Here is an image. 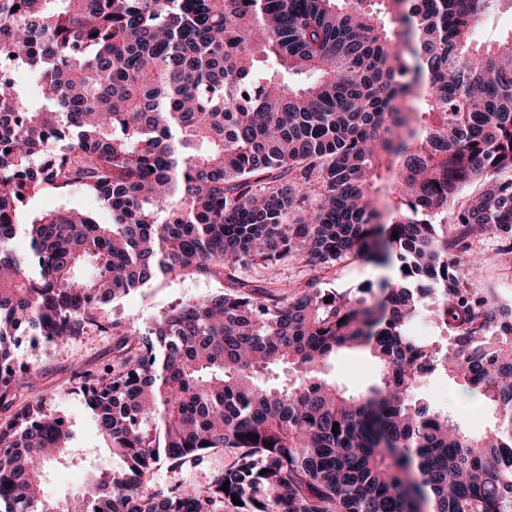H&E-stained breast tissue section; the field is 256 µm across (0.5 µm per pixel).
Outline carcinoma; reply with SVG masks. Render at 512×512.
<instances>
[{
  "label": "carcinoma",
  "mask_w": 512,
  "mask_h": 512,
  "mask_svg": "<svg viewBox=\"0 0 512 512\" xmlns=\"http://www.w3.org/2000/svg\"><path fill=\"white\" fill-rule=\"evenodd\" d=\"M506 2L0 0V58L40 78L28 104L0 69L3 512H512V305L475 276L482 240L512 254V35L475 39ZM74 188L112 222L28 208ZM290 257L313 276L290 285ZM350 257L393 276L325 287ZM197 272L224 293L143 329L103 314ZM93 328L112 363L72 384L121 465L62 507L43 465L74 433L15 403L18 348ZM355 348L381 380L351 393L321 373ZM435 374L493 427L418 396ZM221 450L201 488L148 484Z\"/></svg>",
  "instance_id": "cac0c4a2"
}]
</instances>
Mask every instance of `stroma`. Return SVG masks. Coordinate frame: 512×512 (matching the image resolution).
Instances as JSON below:
<instances>
[{
  "label": "stroma",
  "mask_w": 512,
  "mask_h": 512,
  "mask_svg": "<svg viewBox=\"0 0 512 512\" xmlns=\"http://www.w3.org/2000/svg\"><path fill=\"white\" fill-rule=\"evenodd\" d=\"M484 260L477 273L478 281L495 291L506 304L512 303V255L500 252L496 240H484L479 246ZM224 284L208 275L195 273L182 278H157L128 296L112 302L106 314L111 319L138 316L141 322H149L172 302L207 295L223 290ZM20 354L30 369L21 374L16 390L19 398L46 396L52 410L65 416L74 432L72 462L54 467L44 486L48 498L66 499L80 491L91 476L101 473L112 464V454L105 440L98 434L79 389L69 385V378L83 370H96L112 360V338L93 329L77 337L66 348L54 350L46 347L21 346ZM325 376L329 381L353 390H362L379 381L375 359L364 348L344 352L331 361ZM421 393L442 409L454 413L458 420L475 431H485L491 415L480 403L466 402L460 396L457 384L447 377L434 376L427 380ZM226 453L216 452L197 466L179 471L170 470L167 463H158L151 485L165 488L175 484L200 487L207 480L211 469L222 466Z\"/></svg>",
  "instance_id": "1"
}]
</instances>
